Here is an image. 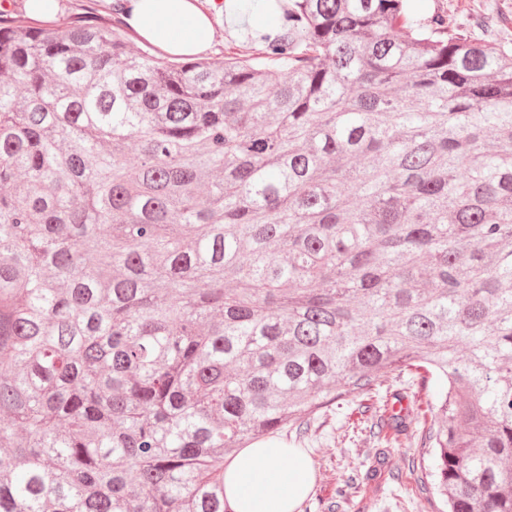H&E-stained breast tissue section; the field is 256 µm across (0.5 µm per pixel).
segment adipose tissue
Returning a JSON list of instances; mask_svg holds the SVG:
<instances>
[{
  "label": "adipose tissue",
  "instance_id": "adipose-tissue-1",
  "mask_svg": "<svg viewBox=\"0 0 512 512\" xmlns=\"http://www.w3.org/2000/svg\"><path fill=\"white\" fill-rule=\"evenodd\" d=\"M128 27L167 55L193 59L211 48L222 10L216 0H120ZM315 482L309 459L269 440L224 464L227 512H300Z\"/></svg>",
  "mask_w": 512,
  "mask_h": 512
}]
</instances>
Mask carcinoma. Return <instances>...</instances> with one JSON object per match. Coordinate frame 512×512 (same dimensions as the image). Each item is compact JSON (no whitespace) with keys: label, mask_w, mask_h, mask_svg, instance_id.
Segmentation results:
<instances>
[{"label":"carcinoma","mask_w":512,"mask_h":512,"mask_svg":"<svg viewBox=\"0 0 512 512\" xmlns=\"http://www.w3.org/2000/svg\"><path fill=\"white\" fill-rule=\"evenodd\" d=\"M416 2L227 0L278 25L220 63L0 21V512H226L406 369L421 483L512 512V47ZM394 389H400L406 395L409 401V412L406 415L407 421L412 420L411 428L414 434H419L424 426L423 413L427 409V403L432 400L438 390V385L435 382H430L427 388H422L418 378L408 372L404 371L399 380L394 383ZM425 426L428 427L433 419L430 413H426Z\"/></svg>","instance_id":"cac0c4a2"}]
</instances>
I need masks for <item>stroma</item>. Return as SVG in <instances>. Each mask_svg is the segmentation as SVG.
<instances>
[{
    "mask_svg": "<svg viewBox=\"0 0 512 512\" xmlns=\"http://www.w3.org/2000/svg\"><path fill=\"white\" fill-rule=\"evenodd\" d=\"M427 5L443 9L478 39L512 45V0H427ZM358 403V397L350 396L324 409L306 437L278 436L283 446L302 449L315 466L316 484L307 507L335 500L337 490L353 477L360 490L348 512H440V499L407 476L411 465L422 460L414 435L383 445L384 457L376 459L368 453L373 440L356 426ZM395 471L405 473L404 483L392 480Z\"/></svg>",
    "mask_w": 512,
    "mask_h": 512,
    "instance_id": "obj_1",
    "label": "stroma"
}]
</instances>
